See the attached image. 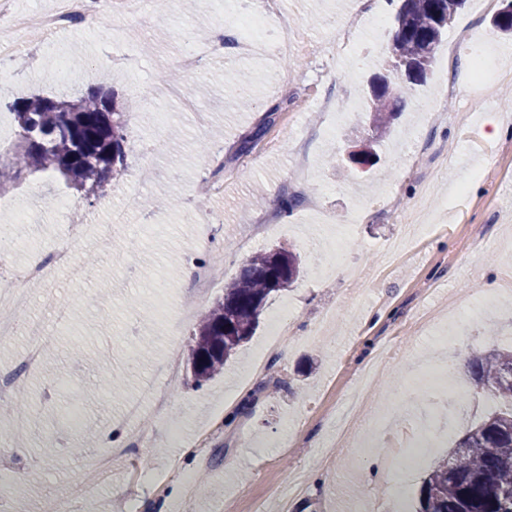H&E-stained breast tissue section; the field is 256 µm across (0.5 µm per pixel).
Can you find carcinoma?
I'll return each instance as SVG.
<instances>
[{
  "label": "carcinoma",
  "mask_w": 512,
  "mask_h": 512,
  "mask_svg": "<svg viewBox=\"0 0 512 512\" xmlns=\"http://www.w3.org/2000/svg\"><path fill=\"white\" fill-rule=\"evenodd\" d=\"M395 28L386 72L394 73L385 94L370 95L375 130L385 134L392 111L421 83L436 62V50L457 11L448 0H389ZM18 127V143L5 162L19 176L41 172L61 178L84 196L108 195L126 163L124 114L111 91L90 87L73 95L29 96L6 103ZM300 273L298 258L285 248L250 257L199 319L188 365L196 386L212 379L255 333L269 295L287 289ZM475 385L501 408L461 431L448 457L422 482L417 512H512V383L499 380L512 367V350L491 348L466 363Z\"/></svg>",
  "instance_id": "cac0c4a2"
}]
</instances>
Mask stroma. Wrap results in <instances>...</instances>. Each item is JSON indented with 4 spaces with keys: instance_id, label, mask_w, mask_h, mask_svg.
<instances>
[{
    "instance_id": "1",
    "label": "stroma",
    "mask_w": 512,
    "mask_h": 512,
    "mask_svg": "<svg viewBox=\"0 0 512 512\" xmlns=\"http://www.w3.org/2000/svg\"><path fill=\"white\" fill-rule=\"evenodd\" d=\"M54 3L14 0L29 17L27 48L0 63V122L14 125L7 101L67 87L102 84L118 102L137 96L142 103L125 114L126 168L108 197H84L43 174L0 186V221L13 223L16 263L51 251L58 201L71 203L78 221L112 227L111 241L75 248L74 263L91 266L92 276L64 270L30 283L31 312L54 338L40 368L17 373L24 337L0 343V371L16 372L28 395L25 418L0 416V470L14 476L5 489L8 512H46L65 501L76 512H127L132 499L140 512H358L365 488L387 512H416L424 478L460 426L494 406L470 380L467 357L512 346V202L500 197L512 182V62L502 60L512 53V35L492 29L494 0H466L436 66L366 166L347 155L370 132L364 92L386 50L370 19L391 15L386 0L359 8L350 0H285L298 36L319 43L320 52L216 55L190 73L178 55L193 43L197 23L209 34L230 32L228 12L258 10L257 0H196L191 14L183 0H169L162 12L148 0L124 43H113L98 18L46 47L40 16ZM465 28L497 58L479 81L469 78L470 54L455 48ZM242 71L252 86L246 100L235 93ZM168 83L188 88L206 125L161 96ZM317 94L332 98L335 111H319ZM494 122L503 132L492 138ZM152 159L157 176L141 184L139 170ZM203 182L224 190L199 195ZM127 191L141 196L142 208L123 212ZM292 195L319 197L321 214L303 204L263 232L259 218ZM353 212L344 266L316 279L311 240ZM276 247L298 256L299 278L270 298L255 335L223 374L195 387L187 354L197 315L252 255ZM218 253L224 263L215 286L199 289L195 270ZM60 304L69 308L63 323L54 318ZM285 307L290 333L265 352L270 320ZM378 358L389 370L363 418L367 447L338 449L333 465H324L346 399ZM443 359L457 365L459 394L410 386ZM163 362L177 364L182 380L168 413L123 424V407L142 380L163 383ZM380 408L389 435L429 418L437 443L409 483L393 449L374 445ZM48 432L49 457L41 447ZM139 433L149 444L136 441ZM113 444L124 452L110 473L84 486ZM181 469L206 475L207 485L185 495ZM296 476L305 489L287 496Z\"/></svg>"
}]
</instances>
